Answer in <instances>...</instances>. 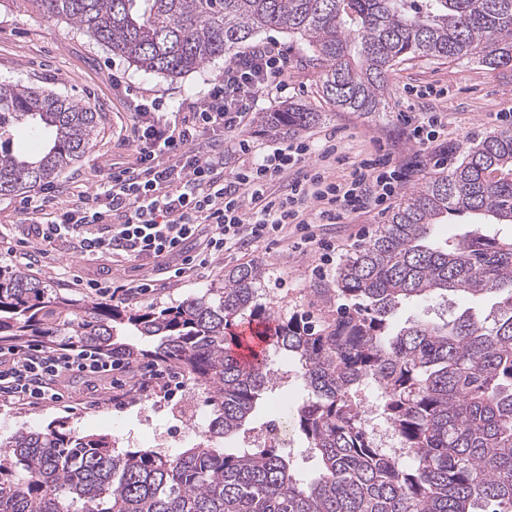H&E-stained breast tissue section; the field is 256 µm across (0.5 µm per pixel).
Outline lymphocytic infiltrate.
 <instances>
[{
    "instance_id": "obj_1",
    "label": "lymphocytic infiltrate",
    "mask_w": 512,
    "mask_h": 512,
    "mask_svg": "<svg viewBox=\"0 0 512 512\" xmlns=\"http://www.w3.org/2000/svg\"><path fill=\"white\" fill-rule=\"evenodd\" d=\"M282 65L270 47L256 46L225 64L201 99L171 112L154 98L134 103L133 158L125 167L72 203L37 195L32 210L49 219L33 225L38 246L28 252L29 264H38L43 244L69 239L87 261L117 253L140 265L166 259L169 273L180 278L226 252L278 240L291 228L300 244L318 243L322 262L333 263L336 246L318 241L315 225L386 207L396 191L392 159L383 154L361 163L345 188L326 175L330 152L322 153V165L307 164L310 146L304 142L225 173V152L250 153L249 141L238 133L260 97L280 85ZM216 133L223 142L201 153L200 141ZM291 168L297 176L287 193H272L271 185ZM123 368L122 361L88 347L1 349L0 398L33 407L59 402L70 376L84 377L92 387Z\"/></svg>"
}]
</instances>
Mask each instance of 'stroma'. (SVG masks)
Masks as SVG:
<instances>
[{
    "mask_svg": "<svg viewBox=\"0 0 512 512\" xmlns=\"http://www.w3.org/2000/svg\"><path fill=\"white\" fill-rule=\"evenodd\" d=\"M256 44L278 47L284 60L285 90H272L260 98L256 113L250 114L242 136L256 152L271 146L289 144L286 136H272L258 122L262 112H273L290 103H302L318 112L320 118L301 132L302 140L316 150L335 146L327 163L330 180L346 183L351 170L361 160L378 153L392 152L398 165L414 166L408 188L419 186L434 174L458 164L466 148L486 133L512 127V69H489L478 62H434L424 58L402 62L390 77L384 111L366 117L342 112L330 106L322 96L320 73L308 63L302 44L288 34L261 32ZM224 60L217 59L178 79L147 73L113 55L105 46L90 40L81 30L60 18L47 17L33 0H0V82L36 86L71 98L91 108L99 116L96 135L85 155L64 167L52 186L59 202L76 199L91 191L100 176L132 159L130 133L134 101L162 98L173 108L184 100L198 99L208 91L214 79L224 73ZM438 112L448 134L447 146L421 150L408 140L402 113ZM27 195L0 197V230L8 235L13 254L0 253V267L28 268L30 274L47 288L49 296L77 302L90 300L91 292L75 285V277L111 278L118 283L155 280L152 294L128 300L132 309L146 306H175L209 288L224 284V275L244 265L261 268L260 294L278 317L298 315L318 322L334 318L335 302L321 292L332 284L335 265L320 266V252L313 247L293 250L292 240L265 242L250 255L231 253L212 266L188 273L183 279H166L160 267H144L120 256L104 261L86 262L72 243L58 241L47 246L36 266H28L26 248L36 247L31 234L32 217L27 213ZM388 217L373 211L352 216L342 223L324 227L325 236L336 243L337 259H344L359 245L369 241ZM303 398L298 381L268 392L254 413L245 434L226 440L225 448L246 447L261 433L267 418L280 400L297 406ZM195 408L200 427H207L212 408L194 392L190 382L181 391L167 395L156 391L144 398L129 389L124 396L116 392L86 391L81 383L65 389L62 402L31 407L0 401V441L20 426L45 427L56 418H67L83 434H107L115 438L119 450L154 451L175 455L199 443L196 432L172 420V408Z\"/></svg>",
    "mask_w": 512,
    "mask_h": 512,
    "instance_id": "stroma-1",
    "label": "stroma"
}]
</instances>
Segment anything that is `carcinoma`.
Wrapping results in <instances>:
<instances>
[{"instance_id":"cac0c4a2","label":"carcinoma","mask_w":512,"mask_h":512,"mask_svg":"<svg viewBox=\"0 0 512 512\" xmlns=\"http://www.w3.org/2000/svg\"><path fill=\"white\" fill-rule=\"evenodd\" d=\"M50 17L148 72L171 78L233 53L259 33L299 38L338 110L385 108L394 66L409 58L512 65V0H36ZM319 118L293 103L265 112L272 135ZM25 123L41 141L13 145ZM97 113L43 88L0 83V196L37 190L80 158ZM467 214L472 227L440 241L434 230ZM512 129L488 133L448 172L405 195L386 224L336 268L323 289L340 301L317 329L277 319L260 297L256 266L224 275L175 307L132 310L88 300L77 307L21 268L0 269V346L92 347L128 363L173 365L207 395L209 439L174 456L114 450L58 418L19 427L0 445V512H512ZM451 294L498 297L486 316L393 318L410 302ZM295 365L306 397L291 415L319 461L304 480L271 448L235 453L273 386L266 359L246 363L231 328L242 321ZM146 348L116 341L117 330ZM375 393L396 446L375 441L358 393Z\"/></svg>"}]
</instances>
